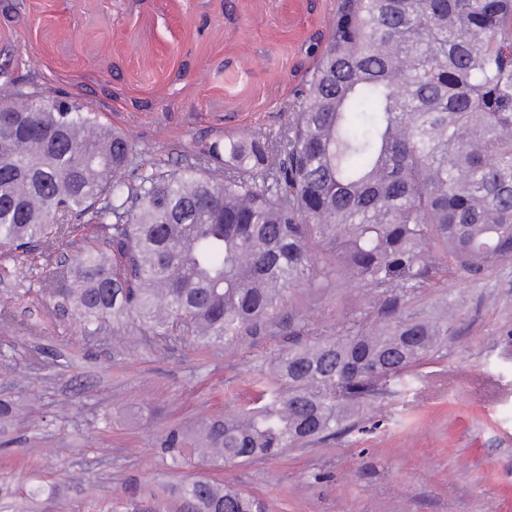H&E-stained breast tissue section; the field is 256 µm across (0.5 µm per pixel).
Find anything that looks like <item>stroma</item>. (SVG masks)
Returning a JSON list of instances; mask_svg holds the SVG:
<instances>
[{"mask_svg": "<svg viewBox=\"0 0 512 512\" xmlns=\"http://www.w3.org/2000/svg\"><path fill=\"white\" fill-rule=\"evenodd\" d=\"M336 0H0V98L71 101L127 133L143 166L200 155L227 136L287 127L289 106L327 35ZM94 225L0 248V512H178L192 473L235 485L267 512H498L512 484V261L459 272L418 303L448 306V348L423 365L436 382L365 412L353 434L274 460L170 466L167 429L249 406L250 379L284 338L244 336L201 350L179 337L94 330L46 293L45 276L100 246ZM371 292L302 288L311 336L343 332ZM53 498L30 507L33 481Z\"/></svg>", "mask_w": 512, "mask_h": 512, "instance_id": "1", "label": "stroma"}]
</instances>
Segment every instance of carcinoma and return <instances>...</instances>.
Wrapping results in <instances>:
<instances>
[{
    "label": "carcinoma",
    "instance_id": "obj_1",
    "mask_svg": "<svg viewBox=\"0 0 512 512\" xmlns=\"http://www.w3.org/2000/svg\"><path fill=\"white\" fill-rule=\"evenodd\" d=\"M291 110L282 142L226 137L144 170L79 104L0 101V247L25 259L96 225L112 254L77 256L53 285L86 323L221 346L272 327L298 288L373 292L377 312L342 334L288 330L260 406L169 430L174 467L349 436L446 347L448 314L403 303L512 260V0H336ZM177 496L179 512H266L204 476Z\"/></svg>",
    "mask_w": 512,
    "mask_h": 512
}]
</instances>
